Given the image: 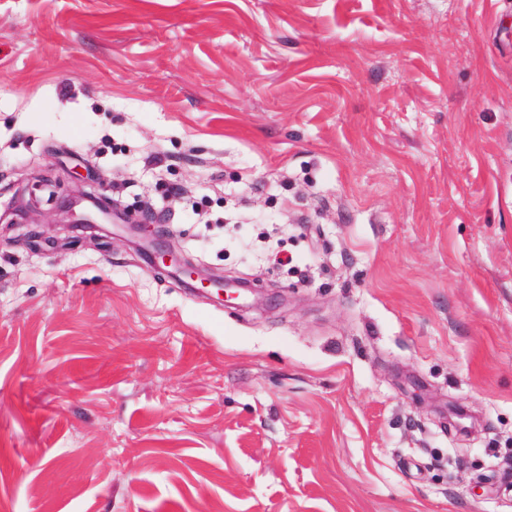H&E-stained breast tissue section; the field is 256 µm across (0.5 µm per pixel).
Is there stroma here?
<instances>
[{"label": "stroma", "instance_id": "1", "mask_svg": "<svg viewBox=\"0 0 512 512\" xmlns=\"http://www.w3.org/2000/svg\"><path fill=\"white\" fill-rule=\"evenodd\" d=\"M74 167L269 300L0 225V512H512V0H0V204Z\"/></svg>", "mask_w": 512, "mask_h": 512}]
</instances>
